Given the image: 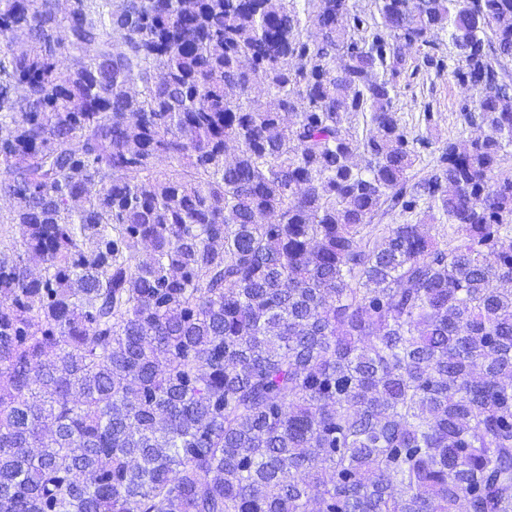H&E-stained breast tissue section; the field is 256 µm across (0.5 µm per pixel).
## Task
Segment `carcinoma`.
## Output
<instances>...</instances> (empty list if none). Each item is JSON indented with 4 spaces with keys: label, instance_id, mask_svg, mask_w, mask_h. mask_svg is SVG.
Wrapping results in <instances>:
<instances>
[{
    "label": "carcinoma",
    "instance_id": "cac0c4a2",
    "mask_svg": "<svg viewBox=\"0 0 512 512\" xmlns=\"http://www.w3.org/2000/svg\"><path fill=\"white\" fill-rule=\"evenodd\" d=\"M373 2L0 0V512H512V0ZM429 52L428 47L410 50L406 70L397 79L396 104L403 120L412 136L426 134L423 120L424 112L433 115L434 134L439 140L464 137L473 133L463 118L462 96L456 82L451 76L437 78L435 69L424 63V56Z\"/></svg>",
    "mask_w": 512,
    "mask_h": 512
}]
</instances>
